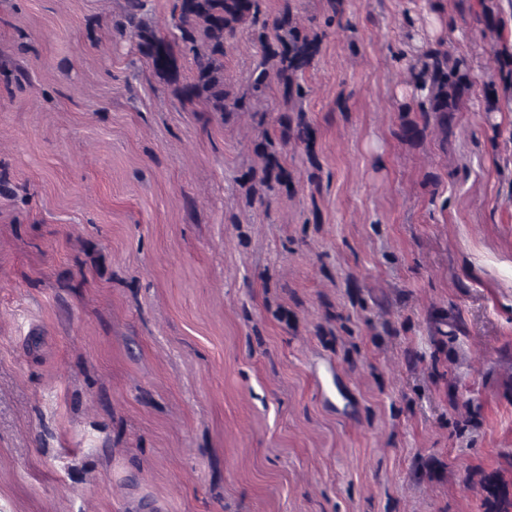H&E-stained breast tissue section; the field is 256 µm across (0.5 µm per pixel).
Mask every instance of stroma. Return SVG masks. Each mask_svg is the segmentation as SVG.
<instances>
[{
	"instance_id": "obj_1",
	"label": "stroma",
	"mask_w": 512,
	"mask_h": 512,
	"mask_svg": "<svg viewBox=\"0 0 512 512\" xmlns=\"http://www.w3.org/2000/svg\"><path fill=\"white\" fill-rule=\"evenodd\" d=\"M456 3L346 0L328 27L296 0L327 29L320 188L264 208L236 181L258 129L113 37L126 0H0V512H483L467 471L512 473V111L479 112L493 37ZM438 41L471 100L412 145ZM465 332L462 319L448 310L438 309L431 313L430 340L435 346V362L440 361V355L445 354L448 343H454L459 334Z\"/></svg>"
}]
</instances>
